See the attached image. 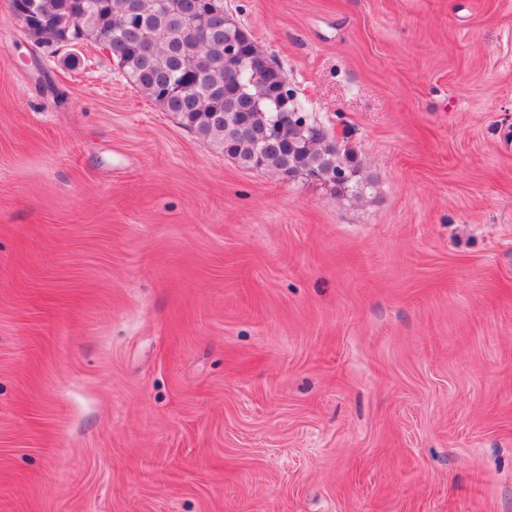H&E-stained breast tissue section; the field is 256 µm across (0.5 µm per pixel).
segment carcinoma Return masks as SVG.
Here are the masks:
<instances>
[{"instance_id":"carcinoma-1","label":"carcinoma","mask_w":512,"mask_h":512,"mask_svg":"<svg viewBox=\"0 0 512 512\" xmlns=\"http://www.w3.org/2000/svg\"><path fill=\"white\" fill-rule=\"evenodd\" d=\"M23 3L34 4L52 27L47 36L33 31L36 43L105 36L102 45L130 83L240 168L302 175L338 194L360 188L353 151L334 143L309 116L278 63L243 67L245 58L265 52L224 13V0H165L162 8L158 0H11L13 14ZM202 15L209 36L190 50L187 23ZM233 68L249 84L248 93L227 87ZM274 82L281 90L279 112L265 99Z\"/></svg>"}]
</instances>
